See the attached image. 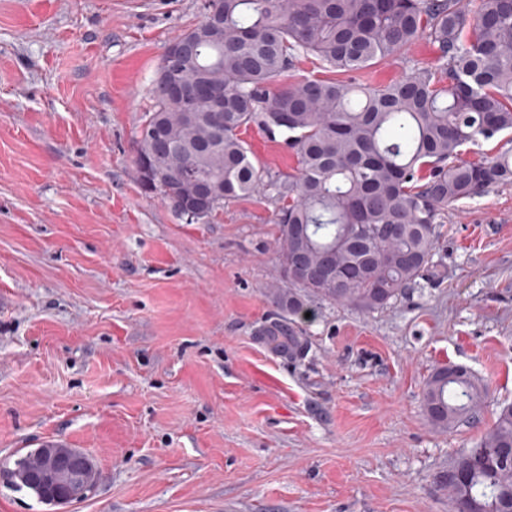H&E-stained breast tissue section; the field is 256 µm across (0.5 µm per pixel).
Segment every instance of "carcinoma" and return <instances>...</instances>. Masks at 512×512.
<instances>
[{"mask_svg":"<svg viewBox=\"0 0 512 512\" xmlns=\"http://www.w3.org/2000/svg\"><path fill=\"white\" fill-rule=\"evenodd\" d=\"M209 16L180 34L189 55L160 66L191 101L152 89L136 134V165L151 171L146 194L202 189L221 207L270 192L279 203L275 291L285 317L263 336L281 351L302 343L288 317L328 301L370 312L398 300L434 269L436 220L460 200L512 182V139L478 161L461 147L512 133V0H214ZM437 44L435 70L409 67L385 85L304 78L278 85L299 56L348 75L420 39ZM224 92V112L205 93ZM258 126L295 150L296 174L256 165L242 134ZM485 386L462 365L425 381L428 422L448 430L473 416ZM512 405L451 463L453 512L512 509Z\"/></svg>","mask_w":512,"mask_h":512,"instance_id":"1","label":"carcinoma"}]
</instances>
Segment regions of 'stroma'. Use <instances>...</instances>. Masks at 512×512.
Returning <instances> with one entry per match:
<instances>
[{
	"label": "stroma",
	"instance_id": "stroma-1",
	"mask_svg": "<svg viewBox=\"0 0 512 512\" xmlns=\"http://www.w3.org/2000/svg\"><path fill=\"white\" fill-rule=\"evenodd\" d=\"M203 4L0 0V465L89 454L95 491L62 512H451L441 475L512 405V184L441 214L434 277L369 313L317 304L301 354L273 351L274 199L191 224L139 185L158 68ZM437 58L422 39L358 80ZM444 364L487 396L441 431L421 390Z\"/></svg>",
	"mask_w": 512,
	"mask_h": 512
}]
</instances>
